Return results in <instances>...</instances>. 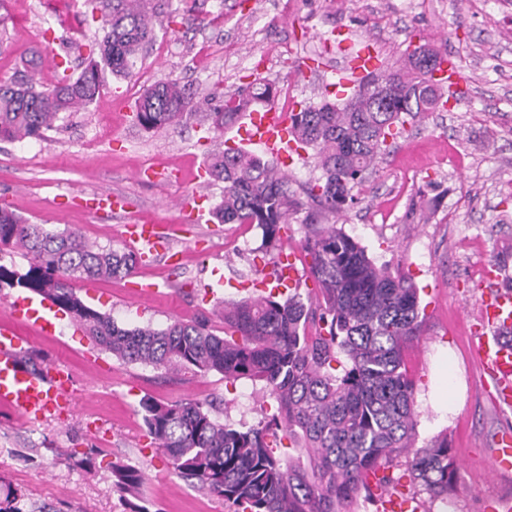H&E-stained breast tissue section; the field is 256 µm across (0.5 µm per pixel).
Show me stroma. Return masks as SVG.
<instances>
[{"mask_svg":"<svg viewBox=\"0 0 512 512\" xmlns=\"http://www.w3.org/2000/svg\"><path fill=\"white\" fill-rule=\"evenodd\" d=\"M176 22L157 29L128 77L106 75L86 108L60 116L45 138L0 141V205L33 224L79 233L98 247H124V219L95 216L75 194L117 191L130 202L128 217L168 224L177 264L157 257L138 264L133 279L157 283L147 301L129 297L127 281L78 283L79 297L118 324L165 327L173 320H208L223 334V301L254 294L255 283L275 281L262 232L236 224L179 223L181 197L205 195L219 203L220 182L199 178L207 154L229 147L236 129L217 134L188 115L175 125L143 130L135 104L155 83L175 79L197 97L232 93L261 78L289 96L278 108L347 94L338 73L368 48L380 72L397 67L414 46L453 59L470 83L465 103L448 105L422 122L395 129L389 152L363 187L359 201L336 224L364 245L377 264L401 267L420 290L423 332L407 353L417 379L418 446L447 436L455 475L447 504L433 512H482L485 499L512 496V475L496 474L489 454L496 434L512 429V409L498 407L475 358L470 313L488 263L512 287V210L501 203L512 185V0H155ZM83 0H5L0 15V79L23 60L42 58L51 74L62 58L71 73L84 66L86 37L103 38L100 23L83 19ZM159 171L137 180L141 167ZM303 214L293 215L281 246L293 253L300 282L281 285L280 297L314 287L299 242ZM60 332L35 338L38 366L58 361L73 374L77 405L69 413L28 424L0 410V487L21 496L24 512H124L112 489V466L141 468L142 503L149 512H225L221 499L177 476L157 451L141 400L214 403L219 420L256 424L273 413L260 384L226 381L216 372L163 375L101 350L69 314ZM452 374L463 387L459 404L438 397ZM91 453L92 466L72 456Z\"/></svg>","mask_w":512,"mask_h":512,"instance_id":"35a3bbf8","label":"stroma"}]
</instances>
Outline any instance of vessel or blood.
<instances>
[{"label":"vessel or blood","mask_w":512,"mask_h":512,"mask_svg":"<svg viewBox=\"0 0 512 512\" xmlns=\"http://www.w3.org/2000/svg\"><path fill=\"white\" fill-rule=\"evenodd\" d=\"M437 78L446 82L450 97L464 101L467 82L457 65L447 63ZM238 135L242 143L256 146L282 160L296 152L287 116L268 106L249 112ZM160 225L145 222L127 225V239L141 247L144 255L155 256L161 245ZM502 272L490 267L480 286L478 310L472 331L477 340L476 355L485 378L491 382L492 397L499 406L512 408V291L501 286ZM51 336L56 332L55 317L44 302L17 298L10 307L7 324L0 326V407L26 422L35 424L71 411L77 399L73 378L65 366L51 364L44 375L35 376L22 364L29 350V332ZM496 472H512V431H500L490 454ZM381 472L368 474L376 512H418L405 485H383Z\"/></svg>","instance_id":"obj_1"}]
</instances>
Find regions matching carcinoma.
<instances>
[{
	"mask_svg": "<svg viewBox=\"0 0 512 512\" xmlns=\"http://www.w3.org/2000/svg\"><path fill=\"white\" fill-rule=\"evenodd\" d=\"M151 0H112L101 16L104 37L86 44L89 60L76 77L62 69L42 81L41 58L20 79L0 80V140L41 138L59 114L87 107L100 93L101 66L127 76L156 36ZM422 47L387 74L359 84L346 102L310 103L290 112L301 147L313 151L321 176L303 192L325 214L358 202L367 176L388 149L392 127L444 107V85L415 60ZM417 90L413 97H382L380 80ZM257 80L244 90L212 97L205 117L218 132L235 125L252 105L274 96ZM200 106L175 80L146 89L136 122L154 130L178 122ZM207 175L224 183L210 212L219 224L255 226L267 248L283 254L280 231L302 202L275 159L226 148L204 159ZM20 247L28 267L0 264V282L49 299L113 356L168 373L217 372L234 382L263 384L277 404L268 421L234 427L201 401L141 402L143 420L173 471L194 487L224 500L227 512H354L360 495L371 499L365 474L380 469L394 485L431 502L448 499L454 471L448 437L415 447L416 384L406 352L421 335L418 290L399 270L377 266L367 249L334 224H309L302 250L310 257L316 288L306 298L270 292L224 304V335L204 321L174 320L163 328L125 327L77 295L80 280L123 279L138 253L88 244L73 231L54 232L0 206V254ZM295 454H281L284 441ZM307 462H302V459ZM144 472L112 468V486L129 512H149L141 500Z\"/></svg>",
	"mask_w": 512,
	"mask_h": 512,
	"instance_id": "1",
	"label": "carcinoma"
}]
</instances>
